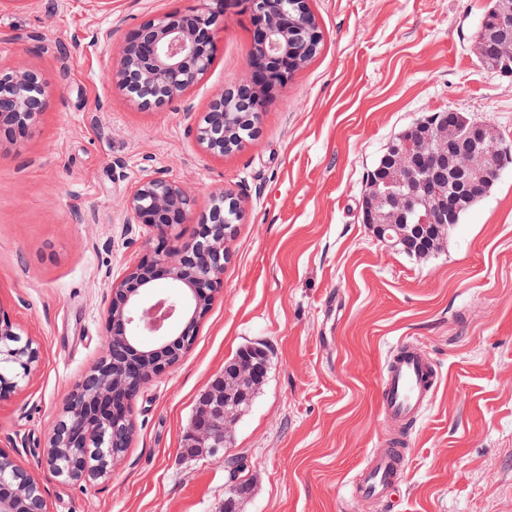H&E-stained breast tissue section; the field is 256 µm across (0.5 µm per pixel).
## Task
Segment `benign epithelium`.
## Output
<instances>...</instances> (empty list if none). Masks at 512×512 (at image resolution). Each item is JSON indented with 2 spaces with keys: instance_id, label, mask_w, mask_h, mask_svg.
Instances as JSON below:
<instances>
[{
  "instance_id": "1",
  "label": "benign epithelium",
  "mask_w": 512,
  "mask_h": 512,
  "mask_svg": "<svg viewBox=\"0 0 512 512\" xmlns=\"http://www.w3.org/2000/svg\"><path fill=\"white\" fill-rule=\"evenodd\" d=\"M252 26L260 55L247 63L245 78L229 88L241 95L240 108L253 113L259 130V86L276 90L293 72L310 63L323 33L310 0H295L293 11L271 0H232ZM497 22L483 27L475 42L476 56L487 69L497 60L487 53L491 42L512 40V0H495ZM224 18V0H204L203 6L175 11L136 25L122 42L111 81L137 108L161 109L181 99L210 69L218 22ZM300 35L295 56L281 54L288 36ZM60 87L48 85L34 69L22 63L0 71V135L22 137L55 102ZM220 95L195 119L196 138L204 151L222 157L230 147L231 123ZM419 137L404 138L389 147L388 163L380 178L366 182L364 196L373 207L366 224L377 240L392 249L408 244L420 252L439 249L454 226L458 204L468 187L498 179L506 165L497 149L499 135L480 120L460 121L427 116L419 123ZM242 210L229 190L211 195L210 206L197 211L195 197L181 184L166 178L140 182L124 206L133 221L150 228L161 240L191 220L203 232L190 244L158 246L128 266L113 281L106 309L104 355L74 385L57 424L48 438L46 464L56 476L91 485L100 476L89 471L86 450L90 437L107 441L112 463L120 461L133 440L135 422L131 403L150 378L174 365L193 344L197 328L215 298L223 291L224 267L231 261L228 242L234 227L224 223V206ZM171 280L177 291L149 298L159 276ZM154 337L147 348L141 338ZM42 359L40 347L12 323L0 319V400L21 390ZM269 369L267 356L252 347L239 350L225 375L213 379L199 397L184 434L187 457L216 453L224 447L229 424L240 414V404L252 385ZM229 480L220 512H238L245 486L238 482L243 465L227 460ZM0 512H47L40 484L14 463L0 465Z\"/></svg>"
}]
</instances>
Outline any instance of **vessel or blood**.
Returning a JSON list of instances; mask_svg holds the SVG:
<instances>
[{
  "instance_id": "vessel-or-blood-1",
  "label": "vessel or blood",
  "mask_w": 512,
  "mask_h": 512,
  "mask_svg": "<svg viewBox=\"0 0 512 512\" xmlns=\"http://www.w3.org/2000/svg\"><path fill=\"white\" fill-rule=\"evenodd\" d=\"M435 372L429 360L415 348L398 347L383 376L380 394L387 421L402 423L424 411L432 402ZM402 462L399 449L378 448L363 469L356 491L364 498L388 496Z\"/></svg>"
}]
</instances>
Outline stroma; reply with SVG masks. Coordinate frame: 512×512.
Returning <instances> with one entry per match:
<instances>
[{
    "label": "stroma",
    "mask_w": 512,
    "mask_h": 512,
    "mask_svg": "<svg viewBox=\"0 0 512 512\" xmlns=\"http://www.w3.org/2000/svg\"><path fill=\"white\" fill-rule=\"evenodd\" d=\"M490 3L312 0L320 53L269 98L255 139L221 159L197 144L192 115L245 76L246 16L227 14L185 98L142 111L108 79L121 41L201 0L0 6V66L25 60L61 87L24 141L0 142V316L42 352L0 402V448L38 480L47 512H219L229 455L245 465L240 512H512V164L427 260L386 248L361 220L368 170L419 118L453 108L512 141V79L475 54ZM153 176L184 184L202 210L232 191L243 216L223 293L182 359L134 398L125 458L87 487L48 471V436L105 351L112 280L153 237L124 208ZM401 345L437 377L400 434L379 391ZM245 346L266 352L264 384L225 453L185 458L199 396ZM394 435L404 457L392 495L353 496L371 450Z\"/></svg>",
    "instance_id": "1"
}]
</instances>
